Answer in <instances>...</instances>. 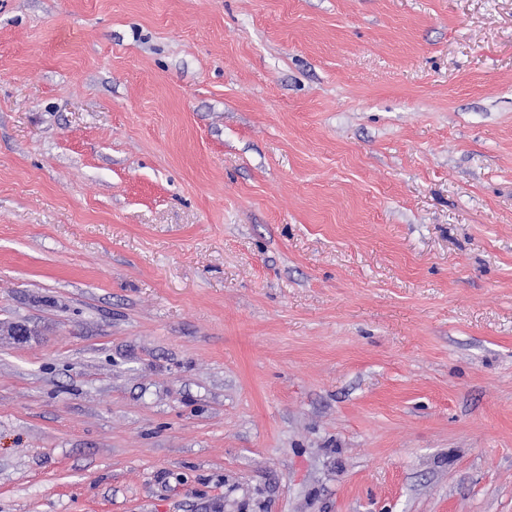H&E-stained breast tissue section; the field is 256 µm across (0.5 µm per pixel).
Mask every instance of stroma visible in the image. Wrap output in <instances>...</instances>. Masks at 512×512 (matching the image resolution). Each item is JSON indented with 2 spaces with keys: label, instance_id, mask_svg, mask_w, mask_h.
<instances>
[{
  "label": "stroma",
  "instance_id": "stroma-1",
  "mask_svg": "<svg viewBox=\"0 0 512 512\" xmlns=\"http://www.w3.org/2000/svg\"><path fill=\"white\" fill-rule=\"evenodd\" d=\"M0 512H512V0H0Z\"/></svg>",
  "mask_w": 512,
  "mask_h": 512
}]
</instances>
